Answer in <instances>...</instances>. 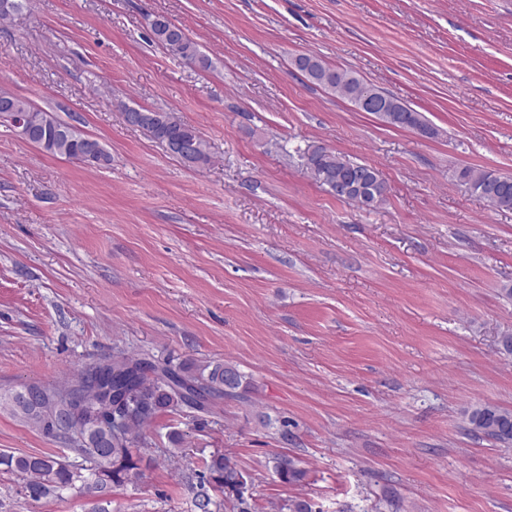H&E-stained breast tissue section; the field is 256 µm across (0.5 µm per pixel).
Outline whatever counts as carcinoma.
Listing matches in <instances>:
<instances>
[{
	"instance_id": "carcinoma-1",
	"label": "carcinoma",
	"mask_w": 512,
	"mask_h": 512,
	"mask_svg": "<svg viewBox=\"0 0 512 512\" xmlns=\"http://www.w3.org/2000/svg\"><path fill=\"white\" fill-rule=\"evenodd\" d=\"M154 40L169 53L202 70L212 67V59L199 49L183 26L174 22L149 21ZM291 65L312 83L330 91L351 104L364 92L380 88L354 72L335 67L313 53L294 57ZM392 111L382 120L392 126L417 130L433 136L436 131L423 116L391 95H386ZM16 110L45 123L44 141L36 143L48 154L79 160L89 136L80 131L61 137L57 129L67 122L38 107L31 100L15 97ZM158 118L146 131L156 140L167 143L181 140L193 145L195 164L209 161L207 145L194 127L172 111L156 110ZM306 172L316 183L336 189L345 181L351 185L349 197L369 201L375 209L376 195L387 194L385 181L372 165L352 161L321 144L296 149ZM460 178L473 193L499 211H512V176L479 168L461 170ZM243 375L224 362L198 365L186 361L174 366L169 361H151L125 355L99 365L80 375L75 384L61 389L25 386L0 395V409L28 425L52 435L66 438L80 463L66 459L0 453V466L22 478L29 497L39 500L50 495L77 489L95 500L91 512H109L101 502L112 494V488L134 483L142 472L134 460V447L142 440L144 430L157 415L166 410L186 406L199 412L208 410L213 401L239 398ZM469 425L496 441L512 444V412L491 405L477 407L468 416ZM197 474L199 491L194 497L198 512H252L243 491L246 473L229 456L219 451L202 460ZM274 471L282 482L300 484L307 472L286 454L274 457ZM219 492L214 500L208 489Z\"/></svg>"
}]
</instances>
